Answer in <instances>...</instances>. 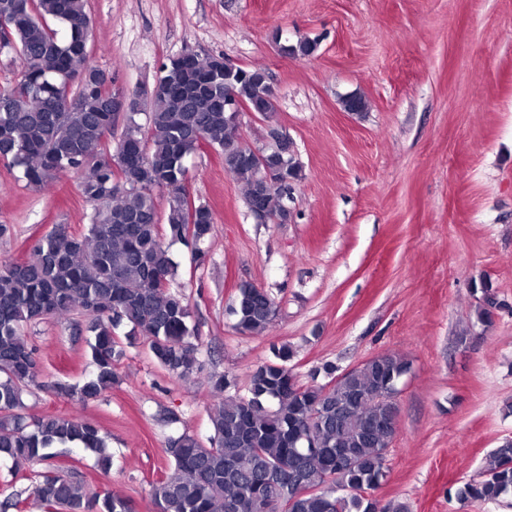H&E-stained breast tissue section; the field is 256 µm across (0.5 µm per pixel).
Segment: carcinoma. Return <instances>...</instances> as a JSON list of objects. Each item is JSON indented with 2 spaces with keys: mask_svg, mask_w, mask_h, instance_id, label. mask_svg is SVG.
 Segmentation results:
<instances>
[{
  "mask_svg": "<svg viewBox=\"0 0 512 512\" xmlns=\"http://www.w3.org/2000/svg\"><path fill=\"white\" fill-rule=\"evenodd\" d=\"M23 19L9 25L19 78L0 89L9 108L0 110V156L27 184L41 188L61 173H81L90 205L80 233L59 226L42 236L30 256L0 267V458L38 462L45 471L32 488L49 512H134L130 501L107 493L90 497L74 467L58 461L74 450L97 455L101 468L111 455L98 426L71 415L27 420L24 397L40 367L25 329L47 317L79 310L90 319L88 341L94 369L79 384L58 383L61 396L85 404L119 381L125 355L115 329L125 323L150 340V350L168 373L185 377L196 367L197 345L183 293L171 289L176 265L165 239L207 258L215 231L210 208L191 210L185 160L207 145L224 156V169L244 186L248 204L272 215L281 209L283 185L233 148L238 125L220 107L224 80L215 56L198 57L187 72L169 58L160 81L177 82L188 97L160 95L146 112L127 113L114 137L112 85L82 86L98 71L90 62L92 29L86 0H0ZM316 43L299 38L283 46L293 57L309 56ZM245 68L235 81L238 97L265 120L276 112ZM173 194L161 224L154 191ZM277 306L252 284L238 288L231 312L236 330L262 335ZM288 344L249 375L245 391L226 375L211 381L218 398L209 415L208 443L183 432L168 438V471L153 488L157 512H377L371 497L386 477L394 433L370 429L397 413L380 393H398L410 362L394 354L370 358L345 374L326 373L322 385L299 383ZM462 501L497 503L512 496V441L489 455L483 475L460 487Z\"/></svg>",
  "mask_w": 512,
  "mask_h": 512,
  "instance_id": "cac0c4a2",
  "label": "carcinoma"
}]
</instances>
